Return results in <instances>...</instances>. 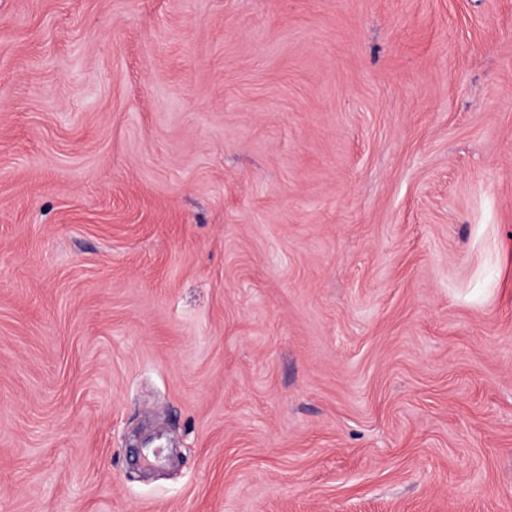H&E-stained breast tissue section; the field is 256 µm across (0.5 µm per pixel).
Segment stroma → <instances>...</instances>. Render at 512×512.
I'll use <instances>...</instances> for the list:
<instances>
[{
  "label": "stroma",
  "mask_w": 512,
  "mask_h": 512,
  "mask_svg": "<svg viewBox=\"0 0 512 512\" xmlns=\"http://www.w3.org/2000/svg\"><path fill=\"white\" fill-rule=\"evenodd\" d=\"M0 512H512V0H0Z\"/></svg>",
  "instance_id": "obj_1"
}]
</instances>
